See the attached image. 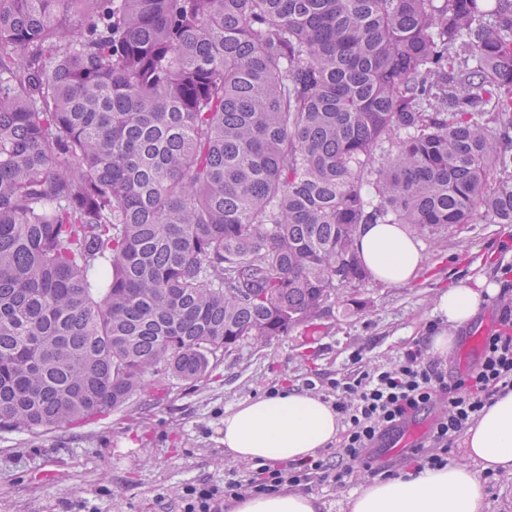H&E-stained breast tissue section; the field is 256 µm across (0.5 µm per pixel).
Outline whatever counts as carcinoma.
Returning <instances> with one entry per match:
<instances>
[{"instance_id": "obj_1", "label": "carcinoma", "mask_w": 512, "mask_h": 512, "mask_svg": "<svg viewBox=\"0 0 512 512\" xmlns=\"http://www.w3.org/2000/svg\"><path fill=\"white\" fill-rule=\"evenodd\" d=\"M512 224V0H0V421L201 382L370 273Z\"/></svg>"}]
</instances>
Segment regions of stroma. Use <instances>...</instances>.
I'll use <instances>...</instances> for the list:
<instances>
[{
    "label": "stroma",
    "mask_w": 512,
    "mask_h": 512,
    "mask_svg": "<svg viewBox=\"0 0 512 512\" xmlns=\"http://www.w3.org/2000/svg\"><path fill=\"white\" fill-rule=\"evenodd\" d=\"M419 244L424 262L414 280L387 286L369 280L360 304L336 301L315 329L300 326L267 342L249 341L225 354L200 383L168 379V393H137L110 415L72 429L32 435L0 426V512H60L63 502L87 500L99 512H180L187 484L224 482V472L251 471L224 459V412L266 394L270 387L316 383L327 397L331 380L353 373L358 363L386 364L430 332H442L434 298L449 286L478 282L495 286L474 322L457 331L453 352L442 357L449 374L477 365L482 343L472 342L488 314H500L512 298V225L473 223L449 227ZM402 476L411 470L406 450L355 463L343 483L316 481L306 487L322 512H346L347 499L377 469Z\"/></svg>",
    "instance_id": "obj_1"
}]
</instances>
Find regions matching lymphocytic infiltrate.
I'll return each instance as SVG.
<instances>
[{
	"label": "lymphocytic infiltrate",
	"mask_w": 512,
	"mask_h": 512,
	"mask_svg": "<svg viewBox=\"0 0 512 512\" xmlns=\"http://www.w3.org/2000/svg\"><path fill=\"white\" fill-rule=\"evenodd\" d=\"M512 389V332L498 331L484 342L479 365L459 378L448 377L425 345L406 349L392 363L368 365L354 378L336 383L332 405L343 432L335 458L317 455L280 468L260 466L246 478L235 472L223 488L188 485L182 490L183 512H212L216 495L233 501L268 495L285 487L308 485L312 479L342 481L352 464L367 456L375 439L397 422L441 402L431 441L433 453L411 450L415 473L447 464L446 452L501 393Z\"/></svg>",
	"instance_id": "lymphocytic-infiltrate-1"
}]
</instances>
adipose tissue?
<instances>
[{
    "label": "adipose tissue",
    "mask_w": 512,
    "mask_h": 512,
    "mask_svg": "<svg viewBox=\"0 0 512 512\" xmlns=\"http://www.w3.org/2000/svg\"><path fill=\"white\" fill-rule=\"evenodd\" d=\"M358 250L372 275L393 286L416 277L423 263L416 237L401 224L366 226ZM481 304V295L460 283L439 294L435 311L442 322L457 329L477 315ZM338 432L331 404L284 388L225 410L224 455L232 462L256 465L300 462L331 445ZM464 448L466 463L368 481L349 498L348 512H487L476 472H512V390L498 396L468 429ZM232 512H321V505L312 495L285 489L238 498Z\"/></svg>",
    "instance_id": "1"
}]
</instances>
